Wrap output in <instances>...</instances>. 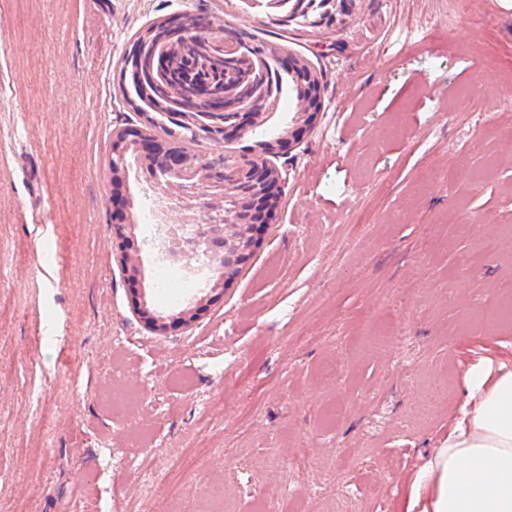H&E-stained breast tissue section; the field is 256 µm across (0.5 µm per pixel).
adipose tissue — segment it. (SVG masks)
I'll return each instance as SVG.
<instances>
[{
  "label": "adipose tissue",
  "instance_id": "ef3b65f1",
  "mask_svg": "<svg viewBox=\"0 0 512 512\" xmlns=\"http://www.w3.org/2000/svg\"><path fill=\"white\" fill-rule=\"evenodd\" d=\"M465 381L455 427L397 512H512V365L471 366Z\"/></svg>",
  "mask_w": 512,
  "mask_h": 512
}]
</instances>
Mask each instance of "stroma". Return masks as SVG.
<instances>
[{
    "label": "stroma",
    "mask_w": 512,
    "mask_h": 512,
    "mask_svg": "<svg viewBox=\"0 0 512 512\" xmlns=\"http://www.w3.org/2000/svg\"><path fill=\"white\" fill-rule=\"evenodd\" d=\"M220 24L301 59L322 85L293 147L286 217L184 331L149 333L208 294L204 254L162 257L193 223L137 154L122 194L128 280L112 246V132L139 123L123 60L160 19ZM0 512H166L170 486L229 512H395L453 427L473 365L512 357L483 312L512 264L473 251L512 228V0H352L318 27L266 0H0ZM256 132L191 150L258 155ZM464 224L463 236L445 224ZM173 286H194L171 303Z\"/></svg>",
    "instance_id": "1"
}]
</instances>
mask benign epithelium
<instances>
[{
    "mask_svg": "<svg viewBox=\"0 0 512 512\" xmlns=\"http://www.w3.org/2000/svg\"><path fill=\"white\" fill-rule=\"evenodd\" d=\"M157 25L168 31L162 37L166 41L167 51L153 55L149 66L161 71L172 70L174 77L166 85L156 86L152 92L143 88L157 104L172 95V88L183 86L191 88L199 101L206 104L204 117L212 112L230 110L234 112L232 121L225 124H211L188 114L173 113L170 118L188 132L191 141L209 140L219 143L241 138L259 124L263 112L273 107L277 100L274 86V74L286 71L301 86L297 95L298 104L294 126L285 131L269 150L286 154L292 144L310 131L315 124L321 108L322 86L319 78L300 59L290 55L271 56L274 64L264 62L261 69H245L239 62L251 58V54L264 57L262 48L247 49L239 42H228L224 34L209 31L199 38L197 21L192 18H166ZM156 29H147L141 33L132 51L127 54L125 69L131 73L133 85L137 81V67L140 62L139 49L152 41ZM141 125H126L112 132V185L116 190V201L120 212L114 216L112 238L119 253L120 262L128 278L136 277V266L128 253L130 236L127 235L126 199L120 192L121 175L124 171L126 154L133 150L150 162L153 176L161 189L166 191L176 186L198 198L194 204L203 214L201 223L195 224L193 232L173 236V245L185 254H194L201 244H206V253L211 260H219L213 268V285L210 292L221 294L224 286L236 279L243 265L250 259L259 246L260 229H268L277 223L281 213L280 190L290 175V169L283 170L268 165L265 161L248 157H233L219 154H200L188 150L175 138L165 147L149 133L153 118L142 113ZM235 194L243 200L244 207L238 208L239 217L230 221L223 216L224 195ZM212 297L200 298L196 305L177 314L163 315L149 310L142 304L136 309L144 326L157 335H165L176 328H188L207 310Z\"/></svg>",
    "mask_w": 512,
    "mask_h": 512,
    "instance_id": "1",
    "label": "benign epithelium"
}]
</instances>
